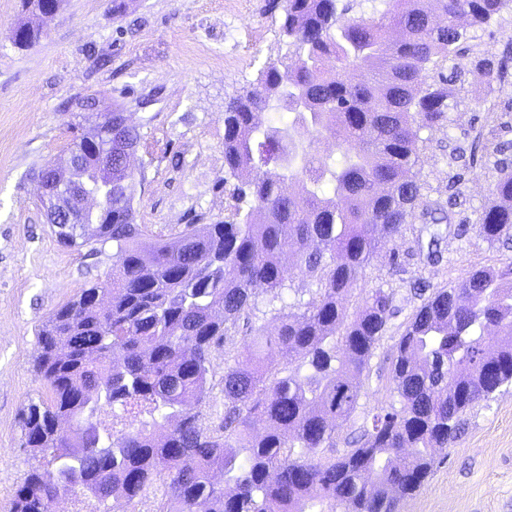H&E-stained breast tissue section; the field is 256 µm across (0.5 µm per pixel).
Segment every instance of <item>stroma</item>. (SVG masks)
Segmentation results:
<instances>
[{
    "instance_id": "obj_1",
    "label": "stroma",
    "mask_w": 512,
    "mask_h": 512,
    "mask_svg": "<svg viewBox=\"0 0 512 512\" xmlns=\"http://www.w3.org/2000/svg\"><path fill=\"white\" fill-rule=\"evenodd\" d=\"M282 14L270 0H128L116 19L112 0H63L47 34L18 47L10 34L25 20L21 0H0V512H10L38 464L19 429L28 401L50 396L33 369L38 329L112 269L111 248L87 257L59 243L34 172L66 156L73 126L91 127L78 104L96 94L123 103L139 132L137 223L172 239L186 225L228 217L235 202L225 179L224 110L261 69L283 61ZM510 41L505 12L445 64L454 92L449 123L422 132L416 170L428 198L450 199L453 229L437 262L420 255L416 220L363 269L351 305L381 288L397 312L372 353L356 411L336 431L337 450L359 438L367 415L393 404L378 375L429 290L512 261V244L487 242L477 225L500 176L495 162L466 168L452 158L470 150L478 130L494 128L512 167V127L500 126L498 113L512 105V84L489 82L477 68ZM399 512H512V386L467 411L457 441Z\"/></svg>"
}]
</instances>
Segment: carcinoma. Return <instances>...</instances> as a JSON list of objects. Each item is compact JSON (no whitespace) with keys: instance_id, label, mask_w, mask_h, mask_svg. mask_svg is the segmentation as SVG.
Masks as SVG:
<instances>
[{"instance_id":"cac0c4a2","label":"carcinoma","mask_w":512,"mask_h":512,"mask_svg":"<svg viewBox=\"0 0 512 512\" xmlns=\"http://www.w3.org/2000/svg\"><path fill=\"white\" fill-rule=\"evenodd\" d=\"M340 0H285L280 34L291 62L271 63L224 112V161L237 180L231 218L188 224L171 242L134 221L135 174L122 167L135 127L112 113V156L72 138L82 163L51 180L112 184L88 235L67 247L112 243V272L58 308L39 330L34 370L50 402L30 403L19 426L39 455L17 489L13 512H50L55 491L103 503L139 502L160 475V512H398L431 474L436 454L460 435L475 403L512 385V261L480 267L435 289L390 355L388 389L399 407L367 420L360 444L336 454V429L354 413L373 348L396 306L369 291L349 309L375 251L420 219L418 245L438 257L447 208L426 202L413 171L420 132L448 126L451 91L442 65L512 0H359L346 18ZM29 42L47 19L41 0H23ZM512 50L479 65L509 75ZM369 78H359V71ZM425 71L434 73L426 85ZM268 110L283 111L279 124ZM336 140V154L305 139ZM478 226L490 242L512 239V171L500 168ZM298 180L303 197L285 194ZM290 254L293 266L282 263ZM317 285L308 299L286 292L294 271ZM280 324L254 321L256 287ZM245 327L243 354L224 359V410L213 428L198 406L213 386L212 348ZM288 353L295 369L274 364ZM108 393L111 403H95ZM130 416L106 429L100 416ZM268 423L252 431L254 420ZM57 422L70 441L52 436Z\"/></svg>"}]
</instances>
